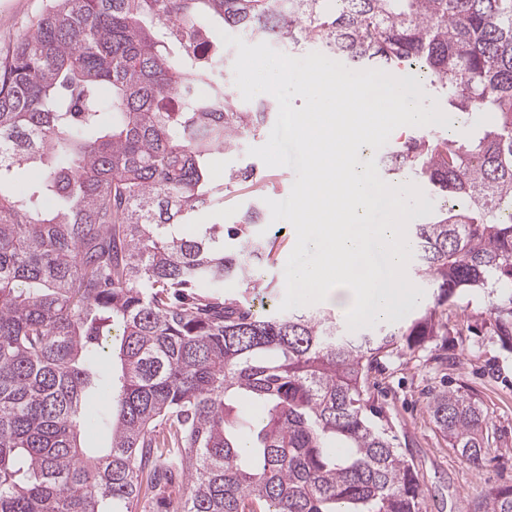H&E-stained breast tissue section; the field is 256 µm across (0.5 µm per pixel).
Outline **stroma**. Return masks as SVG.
I'll list each match as a JSON object with an SVG mask.
<instances>
[{
	"instance_id": "obj_1",
	"label": "stroma",
	"mask_w": 512,
	"mask_h": 512,
	"mask_svg": "<svg viewBox=\"0 0 512 512\" xmlns=\"http://www.w3.org/2000/svg\"><path fill=\"white\" fill-rule=\"evenodd\" d=\"M46 0H0V49L9 48L42 13ZM268 132L242 139L236 153L218 158L219 169L252 165L264 169L269 184L266 198L288 197L298 177L296 168H265L249 155L263 145ZM256 235L276 240L279 256L266 266L262 281L273 287L252 291L255 299H266L279 307L285 294L283 253L292 251L296 232L290 223L263 220ZM445 326L419 351L384 359L371 377V395L390 418L405 454L412 457L425 490L426 512H474L485 492L512 484V344L502 343L496 333V314L487 298L464 292L443 313ZM464 393H477L489 412L498 440L491 461L474 466L463 461L436 428L428 407V392L441 385Z\"/></svg>"
}]
</instances>
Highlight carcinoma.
Wrapping results in <instances>:
<instances>
[{
  "mask_svg": "<svg viewBox=\"0 0 512 512\" xmlns=\"http://www.w3.org/2000/svg\"><path fill=\"white\" fill-rule=\"evenodd\" d=\"M221 25L318 47L351 70H405L482 117L382 156L437 207L412 225L432 304L348 336L333 310L255 308L273 248L254 208L199 224L247 165L217 174L273 104L243 107L201 49ZM460 290L512 292V0H46L0 51V512H423L416 469L369 373L439 336ZM512 339V296L493 304ZM119 331L121 374L98 367ZM106 392L92 417L87 399ZM448 445L479 465L496 442L475 393L431 394ZM108 427L105 448L81 431ZM188 493L164 494L172 473ZM481 512H512V485Z\"/></svg>",
  "mask_w": 512,
  "mask_h": 512,
  "instance_id": "carcinoma-1",
  "label": "carcinoma"
}]
</instances>
